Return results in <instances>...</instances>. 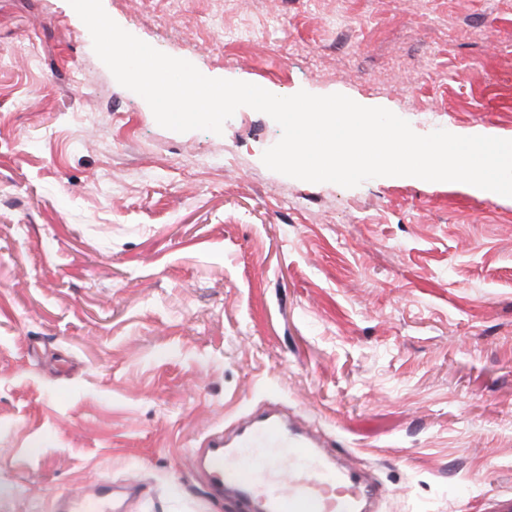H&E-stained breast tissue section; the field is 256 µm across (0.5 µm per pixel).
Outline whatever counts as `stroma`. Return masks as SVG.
<instances>
[{"instance_id":"35a3bbf8","label":"stroma","mask_w":512,"mask_h":512,"mask_svg":"<svg viewBox=\"0 0 512 512\" xmlns=\"http://www.w3.org/2000/svg\"><path fill=\"white\" fill-rule=\"evenodd\" d=\"M210 78L512 139V0H102ZM282 135L159 126L68 0H0V512H241L188 457L276 409L377 512L512 496V197L268 169ZM66 506L61 509L65 512H114L112 502V486L107 483H98L87 488L83 495L72 499L66 496Z\"/></svg>"}]
</instances>
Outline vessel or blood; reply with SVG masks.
Here are the masks:
<instances>
[{
  "label": "vessel or blood",
  "mask_w": 512,
  "mask_h": 512,
  "mask_svg": "<svg viewBox=\"0 0 512 512\" xmlns=\"http://www.w3.org/2000/svg\"><path fill=\"white\" fill-rule=\"evenodd\" d=\"M216 494L263 503L266 512H367L379 490L317 441L272 413L253 417L225 440L216 434L190 456ZM112 487L99 483L68 499L65 512H113Z\"/></svg>",
  "instance_id": "obj_1"
}]
</instances>
